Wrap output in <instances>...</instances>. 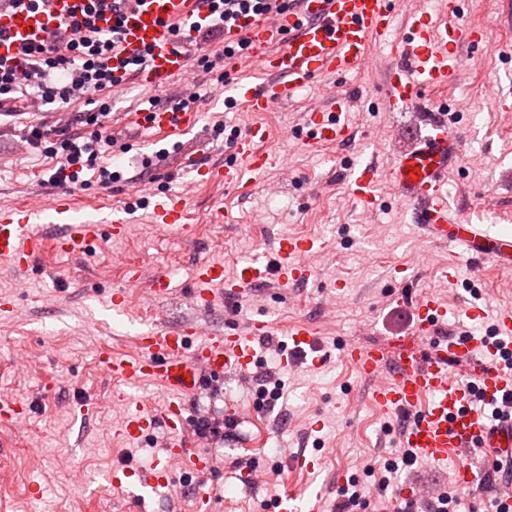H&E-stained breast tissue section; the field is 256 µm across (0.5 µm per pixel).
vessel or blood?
I'll use <instances>...</instances> for the list:
<instances>
[{
  "mask_svg": "<svg viewBox=\"0 0 512 512\" xmlns=\"http://www.w3.org/2000/svg\"><path fill=\"white\" fill-rule=\"evenodd\" d=\"M97 10L95 25L106 29L120 23L121 37L112 53L116 77L134 78L157 89L176 77H187L191 59L170 38L167 25L179 26L184 42H191L194 24L209 13V0H46L37 9L18 8L0 0V57L17 68L23 67V49L48 41L61 20L80 14L86 5ZM449 25L436 27L430 16H413L402 34L394 32V14L389 0H296L288 12H270L260 17L240 18L225 30L228 43L250 39L247 57L232 56L230 69L244 67L260 72L263 83L227 85L225 97L242 99L248 111H269L275 101L292 97L323 74H344L369 61L368 48L378 42L389 45L392 63L383 74L380 93L389 110L417 104L421 89L447 84L459 69L462 43H477L480 30L461 24L458 0H447L442 9ZM287 36L277 47L279 36ZM147 56L144 68L131 63ZM347 100L332 96L329 104L312 108L305 116L312 143L335 144L347 139L349 128L342 119ZM446 104L428 111L426 134L412 140L401 152L385 178L413 209L427 240L460 249L473 261L489 260L501 269H512V237L490 235L484 225L456 221L448 205V174L454 168L461 144L450 129ZM132 122L158 133L186 131L194 127L197 115L171 107L135 112ZM269 134L259 124L239 133L234 141L235 160L223 165H191L200 181L216 186L247 190L245 171H263L269 161L266 144ZM377 169L369 162L348 170L353 198L364 207L375 201ZM73 204L69 197L55 194L35 200L16 198L0 207V258L11 261L20 273L28 271L43 241L41 216L57 224L53 248L64 255L86 253L98 226L97 221L78 223L69 219ZM152 218L158 230H178L183 237L193 235L185 222L182 198L156 193L152 196ZM314 240L287 235L279 239L277 267L261 258L242 264L235 274L226 275L220 261H206L195 270L192 300L201 308L211 307L215 289H223L232 300L251 292L259 283L274 279L285 288L308 278L309 259L315 253ZM415 346L395 357H387L384 347L346 344L343 361L352 365L372 384L370 400L380 411L405 415L400 433L401 447L410 449L434 465L473 448H490L512 455V419L488 425L484 414L470 408L472 392L498 405L512 397V369H505L502 357L512 351V309L499 311L494 319L495 339L464 332L440 337L439 329L448 318L475 320L482 311L449 310L445 301L424 293L413 301ZM268 332L264 321L252 322L246 330L217 334L202 330L197 322L161 325L136 336L137 353L121 357L104 348L98 351L99 369L129 383L152 380L164 385L170 400L160 413L123 405L121 432L140 438L156 424H164L170 440L161 458L145 470L114 467L108 476L112 487L127 499L128 512H147L148 492L173 483L177 473L207 474L212 470L210 455L200 453L190 428L186 396L200 392L206 377L213 374H249L257 364L255 341ZM469 361L473 378L455 375L452 363ZM324 489L305 487L303 493L289 492L275 502L277 512H327Z\"/></svg>",
  "mask_w": 512,
  "mask_h": 512,
  "instance_id": "1",
  "label": "vessel or blood"
}]
</instances>
